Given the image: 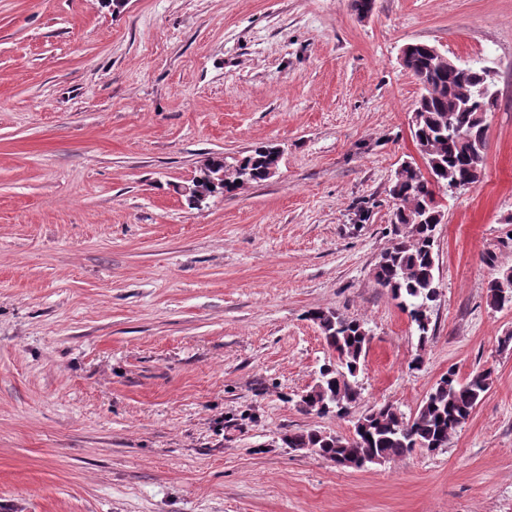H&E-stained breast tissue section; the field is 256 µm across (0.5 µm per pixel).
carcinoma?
I'll return each instance as SVG.
<instances>
[{
  "label": "carcinoma",
  "mask_w": 512,
  "mask_h": 512,
  "mask_svg": "<svg viewBox=\"0 0 512 512\" xmlns=\"http://www.w3.org/2000/svg\"><path fill=\"white\" fill-rule=\"evenodd\" d=\"M432 51L433 46L416 42L405 52V68L421 86L411 136L425 167L410 161L395 172L390 194L398 202L392 229L396 241L382 254L375 272L378 284L400 300L416 325L422 348L430 338L429 311L438 296L434 247L442 214L434 201V189L449 190L477 181L485 165L488 113L498 105L494 85L483 80L484 67L440 65ZM277 160L278 150L269 146L249 150L231 163L220 153L210 154L205 159L207 167L224 172L227 180L209 190V196H234L239 179L251 185L266 181L267 169ZM487 303L494 309L512 308V272H500L489 281ZM308 318L317 324L337 361L320 367L317 382L300 396V406L308 413L341 418L359 396L354 377L366 355L369 336L363 323L337 310H314ZM492 383L489 369L464 381L450 369L409 417L394 405L384 404L359 417L348 436L318 430L291 432L288 447L304 448L330 461L341 459L357 469L374 458L389 461L417 449L444 448Z\"/></svg>",
  "instance_id": "carcinoma-1"
}]
</instances>
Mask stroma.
Returning <instances> with one entry per match:
<instances>
[{
  "instance_id": "stroma-1",
  "label": "stroma",
  "mask_w": 512,
  "mask_h": 512,
  "mask_svg": "<svg viewBox=\"0 0 512 512\" xmlns=\"http://www.w3.org/2000/svg\"><path fill=\"white\" fill-rule=\"evenodd\" d=\"M414 42L497 72L479 180L438 194L430 335L375 281L420 86ZM280 154L188 208L212 153ZM512 0H0V512H512ZM370 337L347 416L303 411ZM493 385L447 447L355 470L282 441ZM199 169H201L200 165L195 169V171L193 172L191 177L188 179V183H184L179 186L180 195L181 196L182 195L189 196L192 199L193 204L195 205L196 208L201 207L202 204L204 202H206L205 194H201L202 193L201 190L199 188H197L199 186L195 185V182L197 181V179H200L203 182L210 183V182H215L216 178L221 176L220 174H215V175L212 174V172H210L206 168H205L203 175L199 176L197 174V171ZM508 271L498 273L488 283L487 303L494 309L512 308V270ZM308 318L317 324L328 348L337 354V361L320 367L317 382L300 396V406L308 413L341 418L360 394L351 378L356 377L370 338L363 323L338 310H314Z\"/></svg>"
}]
</instances>
